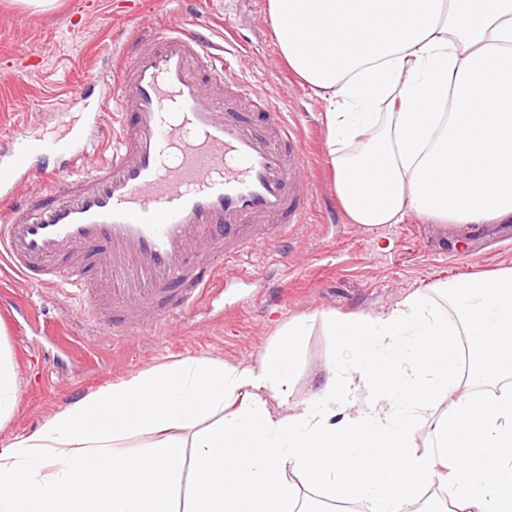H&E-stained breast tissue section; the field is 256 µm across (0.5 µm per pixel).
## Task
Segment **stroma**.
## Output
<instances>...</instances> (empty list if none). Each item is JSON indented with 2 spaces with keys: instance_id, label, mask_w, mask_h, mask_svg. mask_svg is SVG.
<instances>
[{
  "instance_id": "35a3bbf8",
  "label": "stroma",
  "mask_w": 512,
  "mask_h": 512,
  "mask_svg": "<svg viewBox=\"0 0 512 512\" xmlns=\"http://www.w3.org/2000/svg\"><path fill=\"white\" fill-rule=\"evenodd\" d=\"M267 0H59L35 12L0 0V125L55 124L54 107L68 91L83 97L108 65L114 42L132 38L141 16L188 19L210 27L223 43L236 35L233 66L312 144L309 223L296 226L287 252L268 244L248 250L225 274L224 292L181 322L137 337L115 338L104 329L86 341L76 317L75 288H39L0 271V305L17 357L21 384L14 420L0 429V443L26 434L66 409L72 392L87 393L128 381L154 367L194 357L247 366L263 355L289 319L307 316L311 327L297 365L294 392L302 396L326 375L336 351L329 314H376L415 290L440 306V283L462 275L512 267V238L497 225L436 224L417 215L403 223L365 228L349 223L332 186L323 107L285 65L266 10ZM28 69L24 82L11 72ZM93 102L80 109L92 111Z\"/></svg>"
}]
</instances>
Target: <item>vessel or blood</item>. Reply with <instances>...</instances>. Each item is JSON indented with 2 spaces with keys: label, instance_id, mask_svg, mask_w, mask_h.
Returning a JSON list of instances; mask_svg holds the SVG:
<instances>
[{
  "label": "vessel or blood",
  "instance_id": "b4317fda",
  "mask_svg": "<svg viewBox=\"0 0 512 512\" xmlns=\"http://www.w3.org/2000/svg\"><path fill=\"white\" fill-rule=\"evenodd\" d=\"M99 84L95 112L59 134L10 127L0 261L35 285L79 288L82 322L131 336L222 293L245 249L287 248L307 221L308 160L284 113L188 23L115 46ZM114 99L125 117L111 126ZM50 155L70 180L37 168ZM35 173L33 208L16 188Z\"/></svg>",
  "mask_w": 512,
  "mask_h": 512
}]
</instances>
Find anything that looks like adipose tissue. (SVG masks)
I'll use <instances>...</instances> for the list:
<instances>
[{
	"instance_id": "ef3b65f1",
	"label": "adipose tissue",
	"mask_w": 512,
	"mask_h": 512,
	"mask_svg": "<svg viewBox=\"0 0 512 512\" xmlns=\"http://www.w3.org/2000/svg\"><path fill=\"white\" fill-rule=\"evenodd\" d=\"M267 12L324 106L350 223H512V0H267ZM444 294L453 312L416 290L329 317L338 354L300 400L305 318L257 366L185 358L91 391L0 444V512H331L336 500L406 512L434 484L463 512H512V267ZM20 393L0 321V427ZM141 432L151 442L132 449Z\"/></svg>"
}]
</instances>
